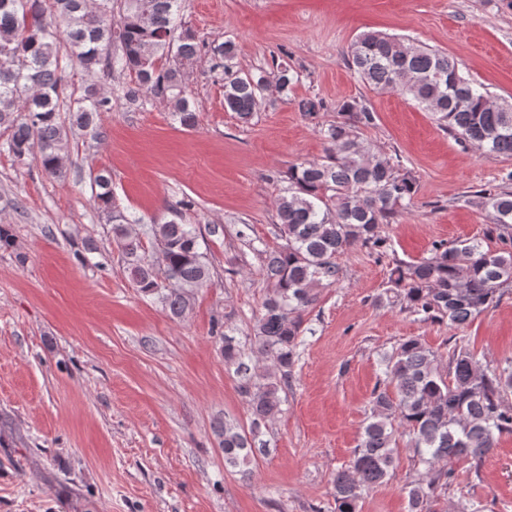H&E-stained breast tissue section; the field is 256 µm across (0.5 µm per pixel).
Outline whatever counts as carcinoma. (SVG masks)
<instances>
[{
  "mask_svg": "<svg viewBox=\"0 0 512 512\" xmlns=\"http://www.w3.org/2000/svg\"><path fill=\"white\" fill-rule=\"evenodd\" d=\"M182 0H0V128L9 132L8 152L18 164L38 154L43 169L65 176V125L97 138L95 117L113 108L99 83L130 73L123 89L130 106L164 103L186 128L198 122L186 74L206 59L224 87V108L249 122L266 95H288L301 75L279 63L256 72L238 68L231 41L210 46L183 18ZM70 48L61 53V35ZM117 46L118 51L109 52ZM354 76L373 91H394L432 113L461 142L489 154L512 157V104L498 101L464 76L454 57L409 38L377 32L360 35L345 52ZM87 77L83 96L64 97L69 64ZM67 118H62V113ZM343 119L322 129L325 155L288 168V187L276 202L285 243L265 252L262 275L271 284L254 326L250 350L273 358L279 376L244 375L240 393L251 413V432L281 412L282 386L292 377L302 344L303 314L323 288L339 281V258L361 244L378 256L388 250L380 234L417 195V180L385 153L359 137L375 122L364 100L343 105ZM94 199L112 224L126 258L127 277L175 318L191 307L195 291L210 280L196 225L186 224L188 201L168 205L172 219L149 224L159 261L141 255V234L128 228L143 220L121 210L105 169L93 177ZM469 203L490 223L512 229V191L481 189ZM512 289V246L493 249L473 238L432 245L417 262L396 261L389 270L393 302L425 320L463 328ZM224 363L248 371L245 352L218 331ZM512 359L482 365L457 342L443 356L418 337L403 340L381 358V379L371 413L349 464L333 479L337 512H359L364 495L393 468L398 437L405 435L423 472L408 491L409 512H436L454 476L453 464L480 463L497 439L512 433ZM224 460L250 473L255 455L246 431L222 420L214 424Z\"/></svg>",
  "mask_w": 512,
  "mask_h": 512,
  "instance_id": "obj_1",
  "label": "carcinoma"
}]
</instances>
